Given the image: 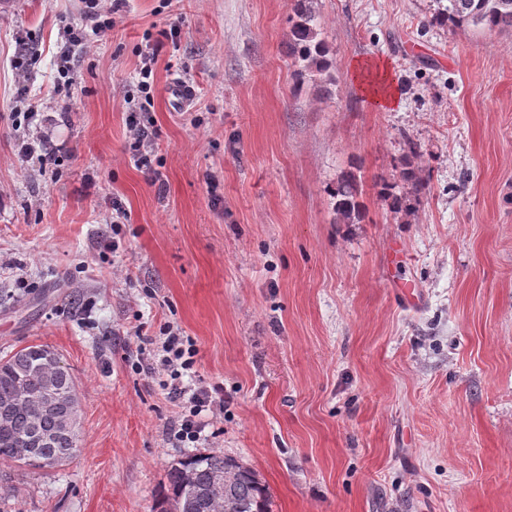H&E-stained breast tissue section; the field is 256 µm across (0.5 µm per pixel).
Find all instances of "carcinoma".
I'll return each mask as SVG.
<instances>
[{
	"mask_svg": "<svg viewBox=\"0 0 512 512\" xmlns=\"http://www.w3.org/2000/svg\"><path fill=\"white\" fill-rule=\"evenodd\" d=\"M438 8L429 23L453 30L472 26L482 31L512 29V0H436ZM297 21L291 30L289 52L304 68L320 62L326 52L321 23L313 0H296ZM358 187L351 178L336 185L337 220L352 224L358 212ZM55 353L44 344L24 346L0 359V460L19 469L60 467L79 452L72 428L80 427L78 401L63 398L76 393V382L63 362L45 365L43 358ZM39 414L45 436L36 448L25 444L31 416ZM226 471L235 475L227 485L214 478ZM272 494L248 465L220 452L199 453L173 463L167 471L166 494L152 512H271Z\"/></svg>",
	"mask_w": 512,
	"mask_h": 512,
	"instance_id": "cac0c4a2",
	"label": "carcinoma"
}]
</instances>
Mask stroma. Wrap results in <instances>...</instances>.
Returning <instances> with one entry per match:
<instances>
[{
    "mask_svg": "<svg viewBox=\"0 0 512 512\" xmlns=\"http://www.w3.org/2000/svg\"><path fill=\"white\" fill-rule=\"evenodd\" d=\"M82 8L0 0V357L53 347L81 426L59 468L0 462L8 512H151L205 451L259 472L273 512H512V32L430 25L434 0H315L329 67L301 77L294 0H126L90 49ZM150 51L159 186L126 124ZM357 64L386 69L393 107ZM175 76L196 90L179 109ZM21 128L58 165L22 161ZM409 166L426 187L395 214L378 183L409 192ZM169 323L224 386L218 437L175 440L177 400L135 368ZM358 187L351 178H346L336 185L333 196L336 199L335 212L339 223L353 224L358 213Z\"/></svg>",
    "mask_w": 512,
    "mask_h": 512,
    "instance_id": "1",
    "label": "stroma"
}]
</instances>
